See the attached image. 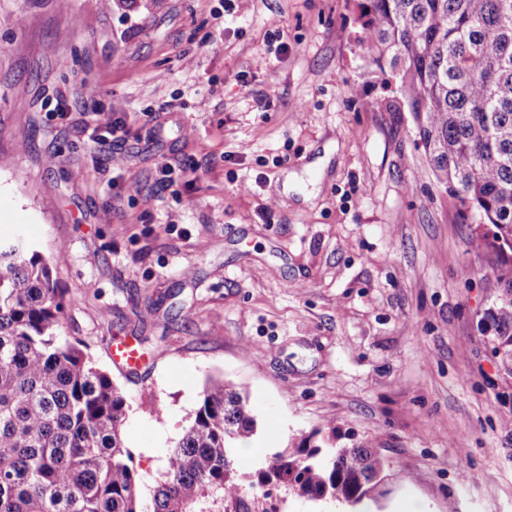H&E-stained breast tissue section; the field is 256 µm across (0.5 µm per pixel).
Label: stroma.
Wrapping results in <instances>:
<instances>
[{
  "label": "stroma",
  "instance_id": "1",
  "mask_svg": "<svg viewBox=\"0 0 512 512\" xmlns=\"http://www.w3.org/2000/svg\"><path fill=\"white\" fill-rule=\"evenodd\" d=\"M358 3L0 0V238L63 258L64 332L134 406L146 480L214 375L270 439L239 471L318 429L391 464L377 512H512V375L481 323L502 257L430 171ZM165 159L191 178L163 185ZM127 339L141 370L112 359Z\"/></svg>",
  "mask_w": 512,
  "mask_h": 512
}]
</instances>
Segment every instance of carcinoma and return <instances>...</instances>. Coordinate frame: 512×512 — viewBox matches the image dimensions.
I'll use <instances>...</instances> for the list:
<instances>
[{
	"label": "carcinoma",
	"mask_w": 512,
	"mask_h": 512,
	"mask_svg": "<svg viewBox=\"0 0 512 512\" xmlns=\"http://www.w3.org/2000/svg\"><path fill=\"white\" fill-rule=\"evenodd\" d=\"M363 45L411 112L431 170L462 216L512 250V0H362ZM482 322L512 368V260ZM52 262L20 239L0 245V512H252L284 490L357 508L378 502L390 464L373 448L295 438L241 472L233 448L256 430L248 399L209 379L193 420L149 487L125 446L122 390L80 339Z\"/></svg>",
	"instance_id": "cac0c4a2"
}]
</instances>
